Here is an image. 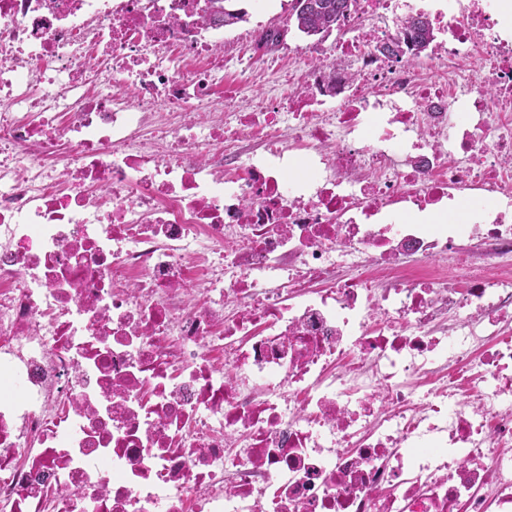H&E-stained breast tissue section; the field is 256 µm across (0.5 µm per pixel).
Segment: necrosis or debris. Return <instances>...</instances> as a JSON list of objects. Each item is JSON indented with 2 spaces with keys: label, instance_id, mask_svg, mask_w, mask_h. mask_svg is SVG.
I'll use <instances>...</instances> for the list:
<instances>
[{
  "label": "necrosis or debris",
  "instance_id": "obj_1",
  "mask_svg": "<svg viewBox=\"0 0 512 512\" xmlns=\"http://www.w3.org/2000/svg\"><path fill=\"white\" fill-rule=\"evenodd\" d=\"M499 2L245 112L205 0H0V512H512ZM401 25L402 30L399 31L390 41L397 39L404 42L405 52L402 57H406L411 61H417L416 71L419 79L424 81L430 80L433 77V69L430 65L432 48L437 42L442 41L445 36H443L436 27L434 29L435 25L433 26L430 18L423 13L416 16L406 17L401 21Z\"/></svg>",
  "mask_w": 512,
  "mask_h": 512
}]
</instances>
